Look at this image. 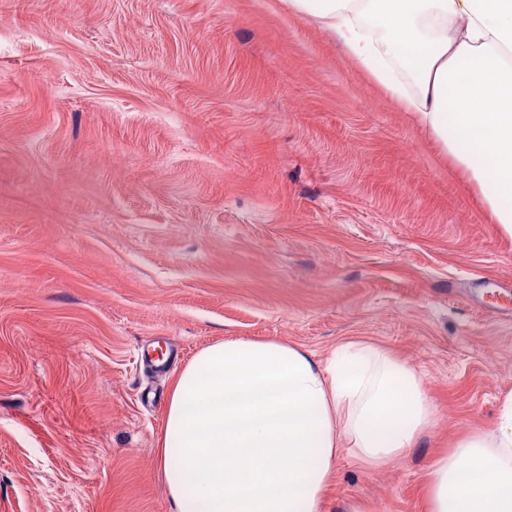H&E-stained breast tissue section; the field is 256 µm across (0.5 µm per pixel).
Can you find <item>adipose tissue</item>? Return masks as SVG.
Segmentation results:
<instances>
[{
  "instance_id": "adipose-tissue-1",
  "label": "adipose tissue",
  "mask_w": 512,
  "mask_h": 512,
  "mask_svg": "<svg viewBox=\"0 0 512 512\" xmlns=\"http://www.w3.org/2000/svg\"><path fill=\"white\" fill-rule=\"evenodd\" d=\"M413 113L512 237V0H286ZM434 416L420 375L366 343L321 365L228 339L176 381L158 452L174 512H322L340 448L385 467ZM429 512H512V395L431 465Z\"/></svg>"
}]
</instances>
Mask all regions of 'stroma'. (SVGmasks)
I'll return each mask as SVG.
<instances>
[{"instance_id":"obj_1","label":"stroma","mask_w":512,"mask_h":512,"mask_svg":"<svg viewBox=\"0 0 512 512\" xmlns=\"http://www.w3.org/2000/svg\"><path fill=\"white\" fill-rule=\"evenodd\" d=\"M227 339L413 367L432 425L322 512H428L512 393V238L283 0H0V512H172L152 362Z\"/></svg>"}]
</instances>
